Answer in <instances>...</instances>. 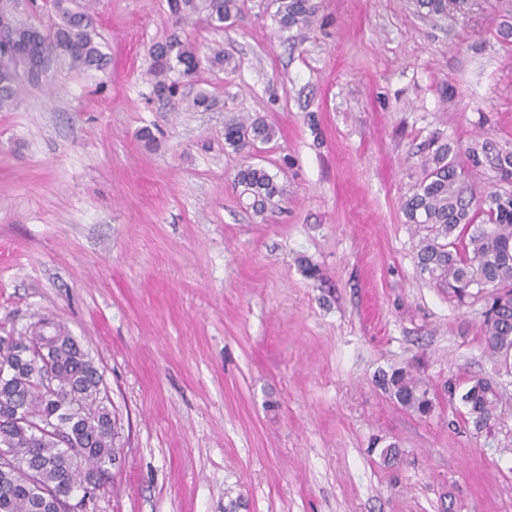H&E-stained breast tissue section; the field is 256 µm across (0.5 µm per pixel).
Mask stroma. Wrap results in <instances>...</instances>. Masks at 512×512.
<instances>
[{"label": "stroma", "instance_id": "1", "mask_svg": "<svg viewBox=\"0 0 512 512\" xmlns=\"http://www.w3.org/2000/svg\"><path fill=\"white\" fill-rule=\"evenodd\" d=\"M316 3L301 34L279 32L276 0L188 26L236 63L184 83L222 102L195 112L151 93L167 0H99L108 72L56 73L0 112V336L63 324L118 420L122 463L87 512H512V372L483 348L487 298L421 272L403 213L432 141L512 150V0L445 20ZM237 114L275 130L246 159L285 189L261 215L224 145ZM408 364L430 418L377 384ZM478 378L502 397L488 433L464 421Z\"/></svg>", "mask_w": 512, "mask_h": 512}]
</instances>
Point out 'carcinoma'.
Returning <instances> with one entry per match:
<instances>
[{"mask_svg":"<svg viewBox=\"0 0 512 512\" xmlns=\"http://www.w3.org/2000/svg\"><path fill=\"white\" fill-rule=\"evenodd\" d=\"M22 0H0V112L17 107L24 83L65 68L104 72L111 57L98 41L97 0H50L42 8L55 15L43 24L37 11H19ZM173 31L149 49L152 94L175 97L179 79L205 69H222L232 58L222 46L203 51L184 32L196 19L212 29L241 14L240 0H168ZM431 17L464 14L469 0H416ZM317 11L313 0H278L280 29L307 30ZM185 107L209 111L219 99L205 90L183 100ZM273 128L256 116L233 115L224 122V144L249 153L268 143ZM502 180H512V150L484 140L468 146L439 145L426 157L424 176L403 204L407 223L418 235L421 270L454 288L459 298L491 292L482 343L491 355L512 351V193L478 184L472 171L483 162ZM235 182L261 213L283 195L265 168L242 164ZM380 386L405 409L428 417L432 401L424 382L409 368L381 372ZM467 422L489 431L500 395L490 382L476 380L462 395ZM103 375L64 326L43 319L27 336H0V512H58V494L82 492L93 500L101 479L110 478L112 461L122 453L116 418L107 405ZM59 423L45 433L38 421Z\"/></svg>","mask_w":512,"mask_h":512,"instance_id":"obj_1","label":"carcinoma"}]
</instances>
